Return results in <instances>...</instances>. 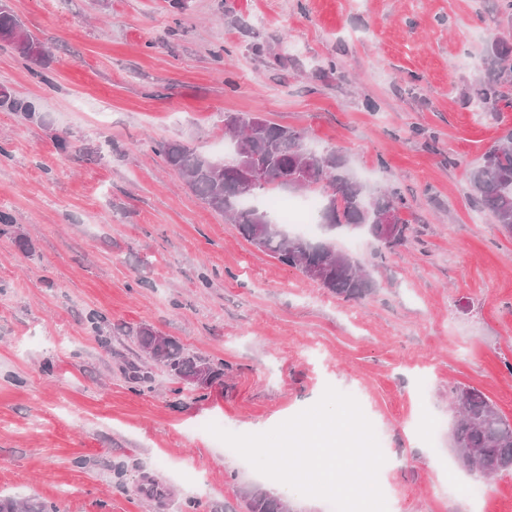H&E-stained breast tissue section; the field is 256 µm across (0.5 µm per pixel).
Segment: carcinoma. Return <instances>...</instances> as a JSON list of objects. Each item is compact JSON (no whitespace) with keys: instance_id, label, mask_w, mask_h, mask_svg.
<instances>
[{"instance_id":"cac0c4a2","label":"carcinoma","mask_w":512,"mask_h":512,"mask_svg":"<svg viewBox=\"0 0 512 512\" xmlns=\"http://www.w3.org/2000/svg\"><path fill=\"white\" fill-rule=\"evenodd\" d=\"M1 42L27 61L37 65L46 62L40 41L0 2ZM485 64L486 73L475 85V103L489 112H497L502 106L511 108L512 94L506 88L512 87V41L496 37L489 42ZM0 104L27 118L35 114L33 103L12 100L5 94L0 96ZM224 129L231 143L262 154L265 186L246 188L234 161L215 162L181 142L159 143L154 152L185 178L209 208L229 217L252 245L282 264L298 269L338 297L345 300L366 297L372 291V282L365 268L352 256L337 252L329 238L336 234V229L346 226L365 228L378 241L388 236L389 249L404 244L409 227L400 218L404 202L398 192L362 183L338 152L315 151L308 146L305 131L271 122L258 112L227 113ZM297 172L304 173L319 192L317 224L323 229L320 239L288 234L264 204L272 189L300 191L289 180ZM469 183L478 209L492 215L502 231L511 236L512 130L484 154L478 166L469 170ZM387 213L394 214V223L384 229L379 226L380 217ZM135 336L140 350L189 391L208 387L224 377V366L211 364L149 326L139 327ZM455 395L459 414L450 433V443L458 461L480 479L512 470V422L476 388H457ZM240 508L244 512H288L282 498L262 490L244 491ZM0 512L57 510L35 496L22 500L0 497Z\"/></svg>"}]
</instances>
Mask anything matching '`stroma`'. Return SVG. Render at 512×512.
<instances>
[{
  "label": "stroma",
  "instance_id": "35a3bbf8",
  "mask_svg": "<svg viewBox=\"0 0 512 512\" xmlns=\"http://www.w3.org/2000/svg\"><path fill=\"white\" fill-rule=\"evenodd\" d=\"M7 3L47 66L36 77L0 46V92L36 108H0V496L224 512L279 484L207 424L262 433L330 385L389 450L391 512H512V471L482 481V505L448 494L474 480L448 443L454 388L512 421V236L468 183L512 128L511 109L472 98L498 0ZM228 112L305 131L401 194L403 245L332 238L371 294L338 298L258 250L153 152L179 141L223 160ZM143 325L223 379L183 389L139 351Z\"/></svg>",
  "mask_w": 512,
  "mask_h": 512
}]
</instances>
